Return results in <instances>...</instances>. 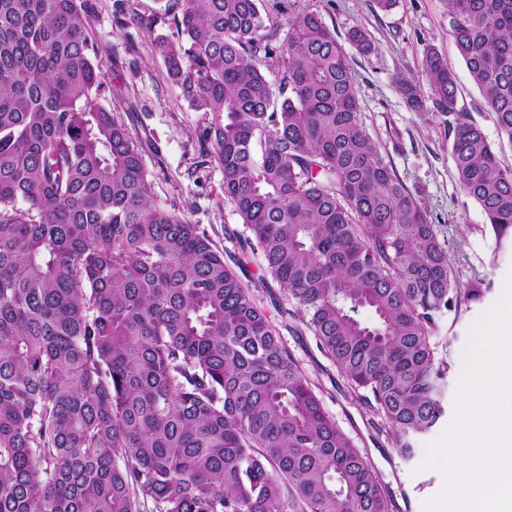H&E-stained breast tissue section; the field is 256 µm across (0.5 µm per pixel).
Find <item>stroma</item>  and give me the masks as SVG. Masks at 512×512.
<instances>
[{"instance_id":"35a3bbf8","label":"stroma","mask_w":512,"mask_h":512,"mask_svg":"<svg viewBox=\"0 0 512 512\" xmlns=\"http://www.w3.org/2000/svg\"><path fill=\"white\" fill-rule=\"evenodd\" d=\"M167 0H90L91 33L104 49L107 88L104 105L131 97L137 105L135 128L155 201L201 225L231 262L256 303L278 326L302 370L315 382L326 411L366 453L380 481L390 492L392 512H423L424 503L443 488L442 473L424 467L428 444L451 424L455 393L461 374L468 330L499 298L503 280L512 270V239L496 241L482 208L460 189L448 141L446 118L434 108L416 112L401 95L397 80L422 83L426 48H435L456 76L457 106L469 112L490 142L497 143L494 113L484 102L459 56L451 35L447 0H396L380 10L376 0H281L285 12L302 8L319 11L324 22L345 41L350 30L364 29L374 50L360 54L347 47L355 81L360 120L407 188L428 209L445 238L448 261L460 286L478 284L481 301L460 313H447L440 323L439 340L448 350L445 415L418 437L412 458L400 456L386 436L378 434L373 415L349 392L346 380L318 347L309 330H296L288 314L293 303L287 291L268 276L259 254L245 248L251 232L224 199L223 174L217 163L202 160L195 136L198 113L189 109L177 87L165 76L162 59L152 47L151 34L138 27L115 26L117 6L151 15L162 12Z\"/></svg>"}]
</instances>
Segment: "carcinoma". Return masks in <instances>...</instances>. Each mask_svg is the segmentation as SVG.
<instances>
[{"instance_id":"cac0c4a2","label":"carcinoma","mask_w":512,"mask_h":512,"mask_svg":"<svg viewBox=\"0 0 512 512\" xmlns=\"http://www.w3.org/2000/svg\"><path fill=\"white\" fill-rule=\"evenodd\" d=\"M458 53L512 144V0H448ZM166 79L252 251L405 458L445 414L460 287L438 225L364 130L319 12L175 0ZM363 55L374 45L353 29ZM86 0H0V512H390L370 458L205 229L156 204L128 108L101 103ZM460 189L512 235V167L457 109L436 49ZM280 75L275 96L268 73ZM420 112L419 84L399 80ZM364 309L375 320L356 314Z\"/></svg>"}]
</instances>
